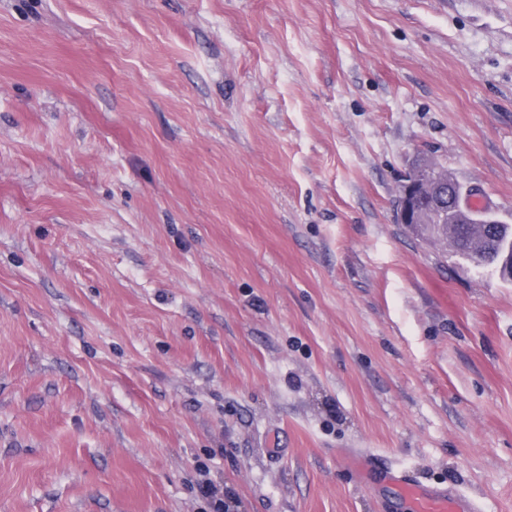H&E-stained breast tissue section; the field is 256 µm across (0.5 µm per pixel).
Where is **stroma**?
Here are the masks:
<instances>
[{
    "instance_id": "obj_1",
    "label": "stroma",
    "mask_w": 512,
    "mask_h": 512,
    "mask_svg": "<svg viewBox=\"0 0 512 512\" xmlns=\"http://www.w3.org/2000/svg\"><path fill=\"white\" fill-rule=\"evenodd\" d=\"M422 156L512 224V0H0V512H512V284L397 223ZM400 484L403 496L411 503L412 512H479L472 500L444 488L424 489L408 481L400 472L386 471Z\"/></svg>"
}]
</instances>
